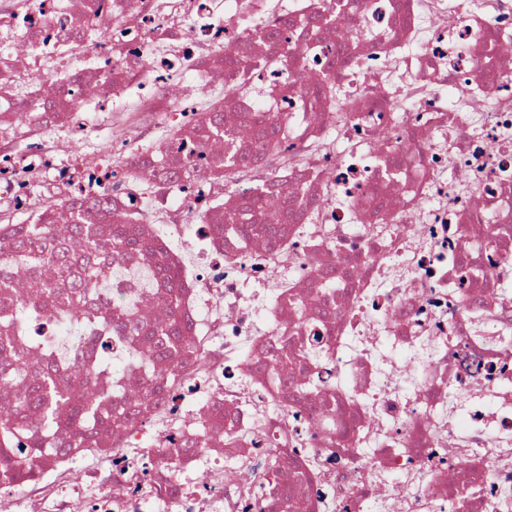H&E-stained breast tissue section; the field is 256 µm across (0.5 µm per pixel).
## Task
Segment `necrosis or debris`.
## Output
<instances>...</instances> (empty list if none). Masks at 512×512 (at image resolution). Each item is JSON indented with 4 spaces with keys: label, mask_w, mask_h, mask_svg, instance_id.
I'll use <instances>...</instances> for the list:
<instances>
[{
    "label": "necrosis or debris",
    "mask_w": 512,
    "mask_h": 512,
    "mask_svg": "<svg viewBox=\"0 0 512 512\" xmlns=\"http://www.w3.org/2000/svg\"><path fill=\"white\" fill-rule=\"evenodd\" d=\"M69 200L153 249L12 352L138 413L17 435L0 512H512V0H0V281L84 266Z\"/></svg>",
    "instance_id": "obj_1"
}]
</instances>
